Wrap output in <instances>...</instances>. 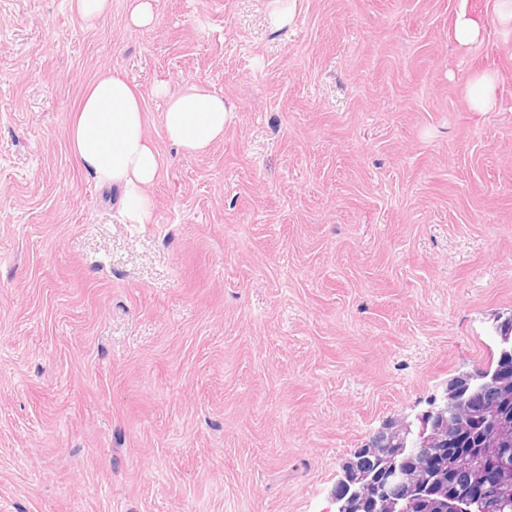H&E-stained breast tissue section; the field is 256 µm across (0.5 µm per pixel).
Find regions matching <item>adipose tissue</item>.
<instances>
[{
    "mask_svg": "<svg viewBox=\"0 0 512 512\" xmlns=\"http://www.w3.org/2000/svg\"><path fill=\"white\" fill-rule=\"evenodd\" d=\"M163 129L186 154L204 152L224 136L230 109L223 96L191 85L167 94ZM75 158L105 184L123 193L122 219L145 223V190L157 178L160 154L145 133L143 98L122 78L92 80L68 131Z\"/></svg>",
    "mask_w": 512,
    "mask_h": 512,
    "instance_id": "adipose-tissue-1",
    "label": "adipose tissue"
}]
</instances>
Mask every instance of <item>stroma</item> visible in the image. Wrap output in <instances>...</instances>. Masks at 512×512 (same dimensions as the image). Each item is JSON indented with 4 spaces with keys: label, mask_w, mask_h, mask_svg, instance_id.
<instances>
[{
    "label": "stroma",
    "mask_w": 512,
    "mask_h": 512,
    "mask_svg": "<svg viewBox=\"0 0 512 512\" xmlns=\"http://www.w3.org/2000/svg\"><path fill=\"white\" fill-rule=\"evenodd\" d=\"M129 4L0 0V512H330L512 316V34L495 0ZM103 72L161 155L144 224L70 150ZM160 84L222 94L223 140L169 143ZM72 9L85 21L104 17L110 9V0H71ZM155 0H130L129 23L137 28L151 26L155 19ZM482 32L480 20L462 11L458 14L454 24V35L457 42L461 45H468L477 41ZM469 94L477 112H489L497 104V76L487 73L476 76L469 87Z\"/></svg>",
    "instance_id": "1"
}]
</instances>
